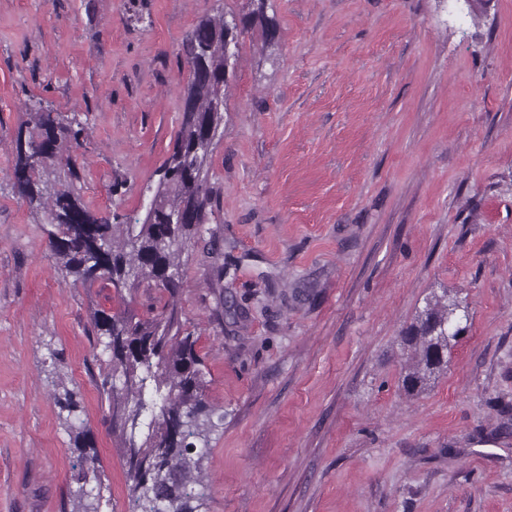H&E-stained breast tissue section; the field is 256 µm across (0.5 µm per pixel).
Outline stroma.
<instances>
[{"instance_id":"1","label":"stroma","mask_w":512,"mask_h":512,"mask_svg":"<svg viewBox=\"0 0 512 512\" xmlns=\"http://www.w3.org/2000/svg\"><path fill=\"white\" fill-rule=\"evenodd\" d=\"M246 19L207 163L215 237L173 297L213 429L197 512H512V0H0V512H130L93 316L170 298L66 276L12 178L24 104L85 127L76 186L127 221L180 129L181 45ZM468 319L420 393L401 335ZM62 407L68 410V414L70 417V427L72 428V433H74V443L76 448H86V431L83 430L82 424L83 422L80 420L79 412L80 405L73 396L66 391L64 402L59 400ZM72 418V419H71Z\"/></svg>"}]
</instances>
